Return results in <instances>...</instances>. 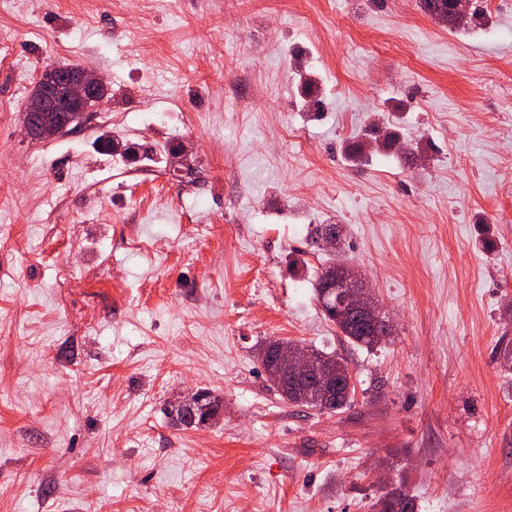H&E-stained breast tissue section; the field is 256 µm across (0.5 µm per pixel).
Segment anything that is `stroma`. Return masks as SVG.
<instances>
[{
	"label": "stroma",
	"mask_w": 512,
	"mask_h": 512,
	"mask_svg": "<svg viewBox=\"0 0 512 512\" xmlns=\"http://www.w3.org/2000/svg\"><path fill=\"white\" fill-rule=\"evenodd\" d=\"M418 2L0 0V512H512V6ZM58 63L108 91L35 140ZM320 224L387 343L323 315ZM274 340L345 358L350 405L283 399ZM54 68L62 81V86L74 103V109L68 113L59 126H47L39 122L41 112H46L52 101V88L38 85L24 107L23 124L26 134L33 139L51 138L74 123H80L93 103H98L105 91L102 79L93 71L83 67L55 65ZM200 393L196 392L192 396V400L189 403H185V405L180 406L178 409L175 410L176 416L172 415V423L175 426H185L188 427V423L185 421V418L188 414L191 413L192 410L198 411L200 406H209L210 407H204L198 414H193L192 423L189 425V427L193 426H204L206 424H209L211 421L215 420L218 417V414L220 413V406L218 403L217 397H212L211 393L209 392H203L199 397H194L199 395ZM216 404V405H214Z\"/></svg>",
	"instance_id": "1"
}]
</instances>
